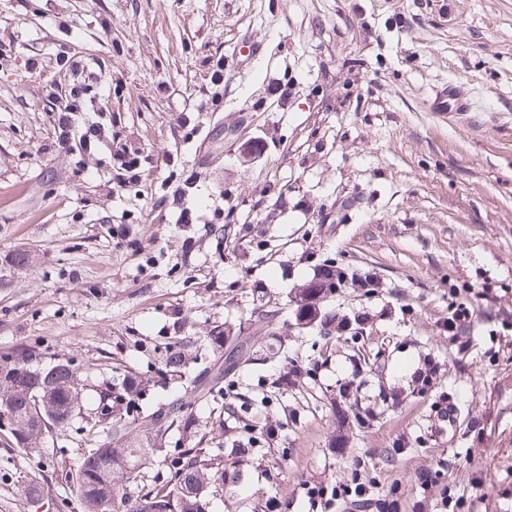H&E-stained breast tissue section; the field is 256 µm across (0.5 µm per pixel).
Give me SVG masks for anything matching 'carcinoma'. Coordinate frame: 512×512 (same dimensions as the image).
I'll return each instance as SVG.
<instances>
[{
    "mask_svg": "<svg viewBox=\"0 0 512 512\" xmlns=\"http://www.w3.org/2000/svg\"><path fill=\"white\" fill-rule=\"evenodd\" d=\"M347 275V269L333 261L325 265V273L310 280L295 303V326H315L329 335L338 321L344 336L366 334V319L357 313L336 317L323 310L327 298L351 284ZM35 356L31 349L0 356V411L16 418L19 435L12 439L23 448L82 417V411L72 412L82 401L73 366L61 360L43 370L32 364ZM163 364L167 376L185 373L186 361L179 351L167 355ZM144 392L143 381L128 375L118 391L109 385L98 393L97 410L111 418L108 434L64 474L80 512H205L210 489L224 486L225 468L240 464L249 454L248 448H231L219 458L197 442L188 448L166 447L174 423L180 421L181 406L164 414L139 411L130 419L112 418L115 403L123 402L129 410ZM158 464L167 468L169 477L142 495L128 496L127 488Z\"/></svg>",
    "mask_w": 512,
    "mask_h": 512,
    "instance_id": "obj_1",
    "label": "carcinoma"
}]
</instances>
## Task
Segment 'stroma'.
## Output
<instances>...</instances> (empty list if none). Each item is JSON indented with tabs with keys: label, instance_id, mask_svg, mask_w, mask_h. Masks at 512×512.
Listing matches in <instances>:
<instances>
[{
	"label": "stroma",
	"instance_id": "stroma-1",
	"mask_svg": "<svg viewBox=\"0 0 512 512\" xmlns=\"http://www.w3.org/2000/svg\"><path fill=\"white\" fill-rule=\"evenodd\" d=\"M73 52L106 83L80 115L100 141L72 154L53 119ZM448 84L461 109L431 111ZM118 145L141 181L120 174ZM328 259L380 284L325 303L368 314L369 362L286 322ZM487 280L512 311V0H0V352L70 360L92 409L117 372L137 375L141 409L180 403L214 443L252 446L207 512H323L307 484L357 470L410 489L443 453L482 478L476 512H507L512 361L449 366L441 328L449 283ZM219 329L286 356L237 369L219 404L158 378L174 350L203 369ZM428 353L459 407L450 438L429 398L394 397ZM351 376L357 393L340 397ZM471 421L481 433H463ZM6 433L0 512H78L62 473L91 444L81 422L32 448ZM369 452L382 467L357 466Z\"/></svg>",
	"mask_w": 512,
	"mask_h": 512
}]
</instances>
